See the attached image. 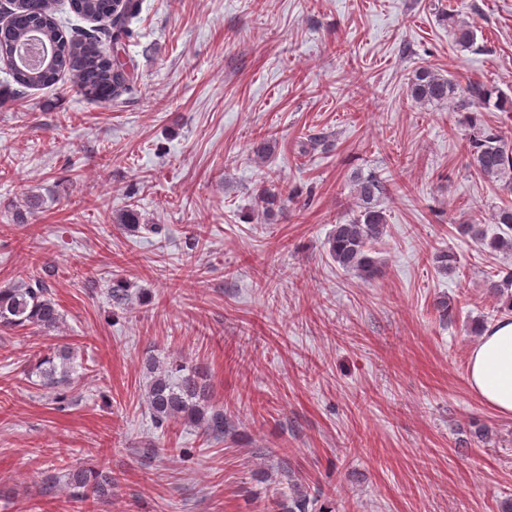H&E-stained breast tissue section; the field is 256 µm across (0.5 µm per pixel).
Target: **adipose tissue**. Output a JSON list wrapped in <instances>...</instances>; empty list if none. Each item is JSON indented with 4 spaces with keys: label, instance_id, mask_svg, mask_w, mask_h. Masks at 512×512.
Segmentation results:
<instances>
[{
    "label": "adipose tissue",
    "instance_id": "adipose-tissue-1",
    "mask_svg": "<svg viewBox=\"0 0 512 512\" xmlns=\"http://www.w3.org/2000/svg\"><path fill=\"white\" fill-rule=\"evenodd\" d=\"M468 384L490 407L512 415V319L489 326L472 347Z\"/></svg>",
    "mask_w": 512,
    "mask_h": 512
}]
</instances>
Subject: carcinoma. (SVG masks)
Returning a JSON list of instances; mask_svg holds the SVG:
<instances>
[{"mask_svg":"<svg viewBox=\"0 0 512 512\" xmlns=\"http://www.w3.org/2000/svg\"><path fill=\"white\" fill-rule=\"evenodd\" d=\"M13 9L0 22V53L11 52L31 36H40L55 51L50 67H24L9 72L14 83L25 89L54 86L69 76L73 86L83 95L107 102L132 90L128 62L119 50L133 34L132 24L139 20L141 0H71L73 11L98 27L90 32L66 33L58 22L57 0H12ZM453 44L470 49L477 43V30L450 13L443 17ZM111 42L113 54H108L105 42ZM407 95L419 105L450 104L467 114L470 136L465 146L468 165L474 173L486 179L502 182L512 193V145L497 129L478 120L475 108L489 104L502 108L508 97L496 87L470 81L461 86L457 81L431 67H419L407 86ZM357 212L345 224H336L328 238V254L344 271H355L365 278L379 273L377 261L371 256V245L384 236L386 215L379 208L386 193V181L376 173L357 175L352 180ZM291 199L288 186L271 179L261 189L259 200L265 210L282 208ZM494 223L502 233L488 239L476 224L469 230L483 245L491 249L512 248V205H504L494 213ZM433 265L446 273L455 269L457 256L440 251L432 258ZM504 308L512 311V272L487 283ZM63 319L60 306L51 296L47 281L37 277L28 282L0 288V328L16 329L34 326L53 330ZM74 349L63 345L50 356L39 360L32 368L39 386L56 389L71 384ZM150 374L147 386V406L155 427L162 429L176 420L201 431L206 438L220 442L228 431L224 408L211 403L212 385L201 366L175 365L163 367L147 361ZM72 495L83 501L101 500L112 490V473L75 467L66 474ZM291 492L279 502V512H332L319 503L318 495L308 491L309 485L295 478L290 480Z\"/></svg>","mask_w":512,"mask_h":512,"instance_id":"1","label":"carcinoma"}]
</instances>
